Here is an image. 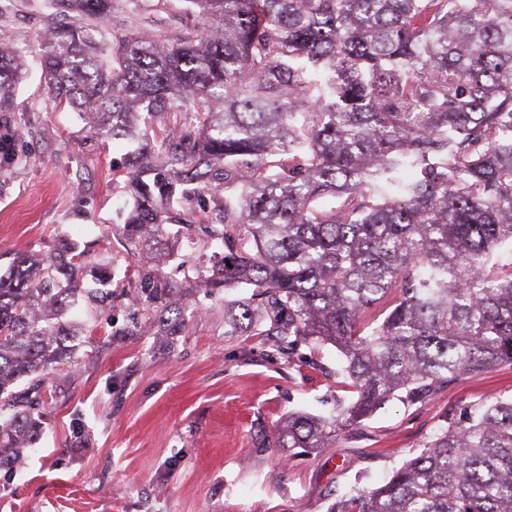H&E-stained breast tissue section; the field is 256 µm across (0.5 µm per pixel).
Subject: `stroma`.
Returning <instances> with one entry per match:
<instances>
[{
  "instance_id": "obj_1",
  "label": "stroma",
  "mask_w": 512,
  "mask_h": 512,
  "mask_svg": "<svg viewBox=\"0 0 512 512\" xmlns=\"http://www.w3.org/2000/svg\"><path fill=\"white\" fill-rule=\"evenodd\" d=\"M42 0H0V39L19 47L29 75L15 107L0 112V274L18 251L49 250L67 233L111 255L133 279L151 262L182 283L188 322L173 348L155 347L154 312L134 336L127 301L98 310L71 374L42 392V434L11 472H0V512H328L356 484L383 480L419 453L460 408L512 397V366L465 375L422 404L387 403L333 448H278L291 412L325 415L352 393L335 348L297 367L262 336L224 333V294L194 285L218 260L213 244L171 251L174 226L157 243L126 252L113 234L125 201L127 145L88 139L87 121L58 108L41 79Z\"/></svg>"
}]
</instances>
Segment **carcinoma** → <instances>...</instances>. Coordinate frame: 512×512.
Returning a JSON list of instances; mask_svg holds the SVG:
<instances>
[{
    "mask_svg": "<svg viewBox=\"0 0 512 512\" xmlns=\"http://www.w3.org/2000/svg\"><path fill=\"white\" fill-rule=\"evenodd\" d=\"M157 2L147 27L138 0H45L70 22L42 35L43 79L91 135L134 145L126 251L165 224L203 233L223 256L196 287L224 290V335L270 336L290 363L338 352L353 400L288 415L275 447L333 448L393 399L512 365V0ZM25 74L0 42V112ZM116 277L64 234L0 276V470L41 436L18 386L74 365L89 328L71 312L112 302ZM177 289L151 266L125 295ZM329 512H512V399Z\"/></svg>",
    "mask_w": 512,
    "mask_h": 512,
    "instance_id": "obj_1",
    "label": "carcinoma"
}]
</instances>
